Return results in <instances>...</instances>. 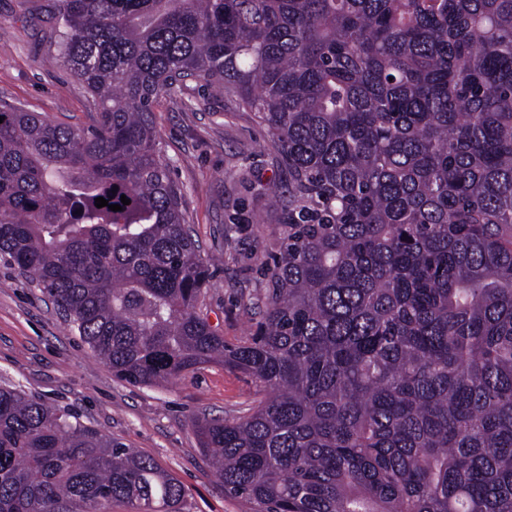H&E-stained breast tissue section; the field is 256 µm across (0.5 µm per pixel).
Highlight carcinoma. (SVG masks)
Instances as JSON below:
<instances>
[{
  "label": "carcinoma",
  "mask_w": 512,
  "mask_h": 512,
  "mask_svg": "<svg viewBox=\"0 0 512 512\" xmlns=\"http://www.w3.org/2000/svg\"><path fill=\"white\" fill-rule=\"evenodd\" d=\"M55 18L97 112L73 128L0 106V258L123 381L254 379L249 414L193 422L252 512H512V0H55ZM190 78L255 112L291 176L237 345L199 313L209 263L153 127ZM185 498L0 386V512Z\"/></svg>",
  "instance_id": "cac0c4a2"
}]
</instances>
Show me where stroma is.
<instances>
[{
    "label": "stroma",
    "mask_w": 512,
    "mask_h": 512,
    "mask_svg": "<svg viewBox=\"0 0 512 512\" xmlns=\"http://www.w3.org/2000/svg\"><path fill=\"white\" fill-rule=\"evenodd\" d=\"M54 3L0 0V102L83 127L92 99L58 60ZM154 127L202 256L222 257L200 310L225 342H245L269 291L264 265L285 232L288 168L254 112L210 85L191 82L185 99L160 96ZM5 382L153 458L185 486L181 512H249L244 500L225 494L192 421L244 416L263 399L261 388L219 364L165 386H131L94 356L39 289L0 261Z\"/></svg>",
    "instance_id": "stroma-1"
}]
</instances>
